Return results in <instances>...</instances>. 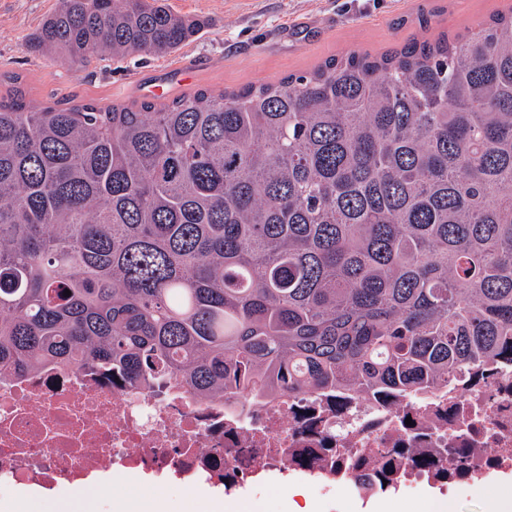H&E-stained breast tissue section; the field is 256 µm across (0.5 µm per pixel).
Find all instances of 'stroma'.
<instances>
[{"label": "stroma", "mask_w": 512, "mask_h": 512, "mask_svg": "<svg viewBox=\"0 0 512 512\" xmlns=\"http://www.w3.org/2000/svg\"><path fill=\"white\" fill-rule=\"evenodd\" d=\"M174 12L203 20L201 32L165 57L60 63L27 50L25 41L57 0H0V75L18 76L27 97L130 103L273 81L311 70L349 51L383 52L408 40L478 29L512 0H166ZM512 496V479L494 478L440 503L417 497L351 498L348 512H490Z\"/></svg>", "instance_id": "stroma-1"}]
</instances>
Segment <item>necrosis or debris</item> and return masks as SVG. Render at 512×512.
Returning <instances> with one entry per match:
<instances>
[{
	"instance_id": "4bbe7bcc",
	"label": "necrosis or debris",
	"mask_w": 512,
	"mask_h": 512,
	"mask_svg": "<svg viewBox=\"0 0 512 512\" xmlns=\"http://www.w3.org/2000/svg\"><path fill=\"white\" fill-rule=\"evenodd\" d=\"M414 412L416 426L405 430L396 406L367 399L336 412L301 392L243 412L225 401L115 386L75 366L2 373L0 507L26 488L63 494L88 482L104 503L112 497L109 474L143 473L186 492L216 488L261 512L271 477L282 475L335 512L341 488H363L343 465L405 448L434 461L430 470H398L396 488L408 496L427 484L455 496L492 475L512 474L511 366L478 389L436 392ZM452 448L469 449L468 476H457Z\"/></svg>"
}]
</instances>
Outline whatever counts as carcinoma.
<instances>
[{
  "label": "carcinoma",
  "instance_id": "cac0c4a2",
  "mask_svg": "<svg viewBox=\"0 0 512 512\" xmlns=\"http://www.w3.org/2000/svg\"><path fill=\"white\" fill-rule=\"evenodd\" d=\"M196 30L164 0H60L26 47L163 57ZM507 363L512 11L258 86L0 98V372L409 407ZM402 462L428 459L377 474Z\"/></svg>",
  "mask_w": 512,
  "mask_h": 512
}]
</instances>
